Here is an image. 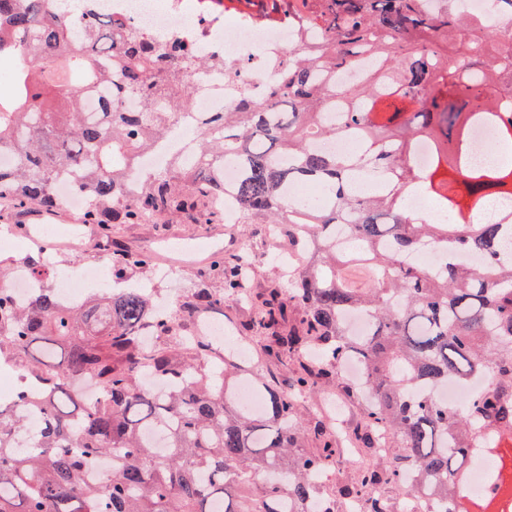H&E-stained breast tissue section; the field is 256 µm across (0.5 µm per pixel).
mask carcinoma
Instances as JSON below:
<instances>
[{"instance_id": "obj_1", "label": "carcinoma", "mask_w": 512, "mask_h": 512, "mask_svg": "<svg viewBox=\"0 0 512 512\" xmlns=\"http://www.w3.org/2000/svg\"><path fill=\"white\" fill-rule=\"evenodd\" d=\"M288 20L311 28L318 49L294 47L280 62L262 100L240 87L231 112H194L191 73L224 68V55L195 54L165 37L96 12L90 0H0V58L14 61V86L0 96V200L16 208L58 206L53 188L69 180L86 200L84 223L105 242L112 276L149 265L142 252L112 250L114 224H165L180 214L191 224H218L212 205L224 177L221 159L236 161L230 195L243 224H276L286 250L321 248L288 289L255 295L250 330L291 374L293 392L264 382L265 409L253 413L229 397L236 376L228 362L207 363L212 347L190 335L194 319L226 300L248 298L252 267L219 259L224 288L200 282L163 313L140 288H102L80 304L46 287L19 302L1 287L0 363L39 379L27 398L40 418L27 448L15 435L29 423L0 403V512H336L374 485L405 496L428 495L467 512L475 502L463 482L474 451L512 441V258L504 260L505 224L469 222L457 203L511 196L512 166L474 167L434 181L452 168L472 128L491 124L498 145L512 150V106L498 89L512 82V37L482 38L473 18L421 0H292ZM376 67L351 87L327 77L359 57ZM342 99L339 126L323 121L329 100ZM196 140L185 157L150 175L144 191L123 190L127 165L150 152L177 124ZM360 138L356 153L336 156L314 142L338 134ZM427 140L434 162L411 168L412 145ZM363 173L371 193L354 189ZM419 184L457 214L434 224L407 211L403 191ZM352 221V250L336 248V225ZM424 241L444 244L436 276L402 258ZM475 253L482 265L460 259ZM369 320L351 336L344 313ZM358 359L364 382L341 365ZM148 373L163 385L149 391ZM104 388L89 402L84 379ZM482 379L455 405L432 396L454 381ZM333 385L362 406L364 447L389 437V452L350 482L326 493L314 482L336 466V435L319 424L320 447L302 450L295 393ZM97 458L110 471L95 480Z\"/></svg>"}]
</instances>
